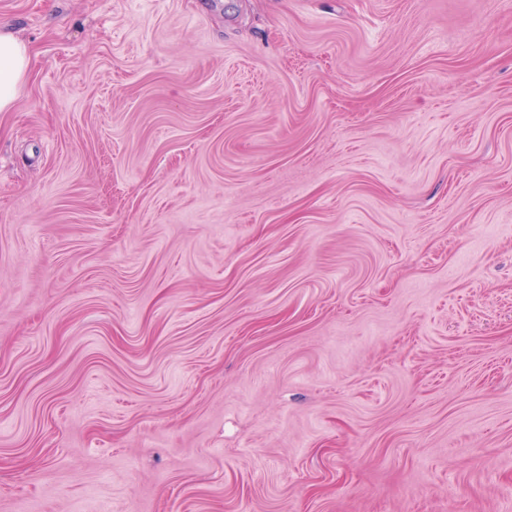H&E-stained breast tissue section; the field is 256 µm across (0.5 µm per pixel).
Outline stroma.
I'll list each match as a JSON object with an SVG mask.
<instances>
[{
    "instance_id": "35a3bbf8",
    "label": "stroma",
    "mask_w": 512,
    "mask_h": 512,
    "mask_svg": "<svg viewBox=\"0 0 512 512\" xmlns=\"http://www.w3.org/2000/svg\"><path fill=\"white\" fill-rule=\"evenodd\" d=\"M0 27V512H512V0ZM30 65L27 44L13 32L0 29V112L12 108Z\"/></svg>"
}]
</instances>
